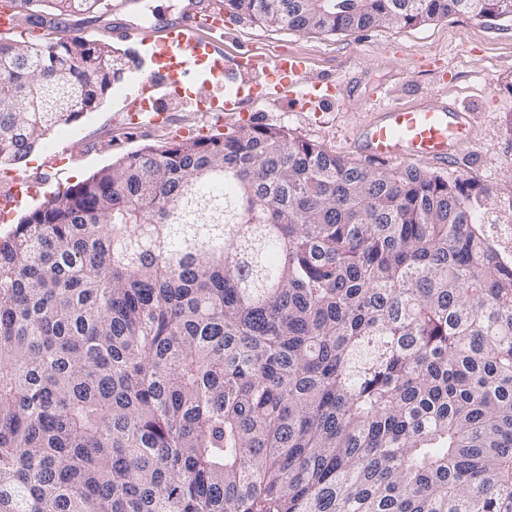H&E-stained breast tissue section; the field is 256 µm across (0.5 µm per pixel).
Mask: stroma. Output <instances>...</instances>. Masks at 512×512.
Listing matches in <instances>:
<instances>
[{
	"label": "stroma",
	"instance_id": "35a3bbf8",
	"mask_svg": "<svg viewBox=\"0 0 512 512\" xmlns=\"http://www.w3.org/2000/svg\"><path fill=\"white\" fill-rule=\"evenodd\" d=\"M190 0H124L121 9L70 18L60 28L41 29L51 40L81 33L111 41L122 23L160 31L182 15ZM221 42L225 54L248 50L265 57L298 53L308 57L311 74L342 81L341 102L319 111H297L285 97L250 102L246 117L222 124L208 112H195L182 100L156 91L165 125L129 126L118 99L136 75L127 69L113 93L94 111L55 130L18 166L30 177L50 178L49 192L84 180L118 157L146 146L197 134H221L244 124L283 126L295 136L346 158H356L348 143L353 127L365 122L374 98L410 103L437 93L455 98L470 112L469 140L458 157L440 166L418 161V168L462 174L491 190L512 185V20L481 25L466 14H451L417 26H385L328 35L288 27H267L246 16L225 13ZM70 148L68 162L56 169L46 160Z\"/></svg>",
	"mask_w": 512,
	"mask_h": 512
}]
</instances>
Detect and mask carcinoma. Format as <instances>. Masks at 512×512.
<instances>
[{
  "label": "carcinoma",
  "instance_id": "cac0c4a2",
  "mask_svg": "<svg viewBox=\"0 0 512 512\" xmlns=\"http://www.w3.org/2000/svg\"><path fill=\"white\" fill-rule=\"evenodd\" d=\"M34 24L108 0H20ZM336 35L512 0H224ZM126 55L0 42V165ZM492 192L284 127L119 157L0 237V512H512V261Z\"/></svg>",
  "mask_w": 512,
  "mask_h": 512
}]
</instances>
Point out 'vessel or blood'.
Wrapping results in <instances>:
<instances>
[{"label":"vessel or blood","instance_id":"vessel-or-blood-1","mask_svg":"<svg viewBox=\"0 0 512 512\" xmlns=\"http://www.w3.org/2000/svg\"><path fill=\"white\" fill-rule=\"evenodd\" d=\"M222 0H207L193 7L185 19L165 27L164 37L154 43L156 69L137 78V86L171 90L198 111L224 112L234 117L246 98H262L274 92H287L300 110L318 109L335 98V80L305 81L310 69L307 57L299 54L262 57L251 52L228 60L223 49L200 35L201 28L217 27L223 17ZM206 65L210 93L195 91L193 72ZM470 118L442 98L419 103L374 104L371 116L352 138L372 157L397 160L405 157L431 159L440 163L455 157L467 142ZM38 195V183L27 176L16 177L6 207Z\"/></svg>","mask_w":512,"mask_h":512}]
</instances>
